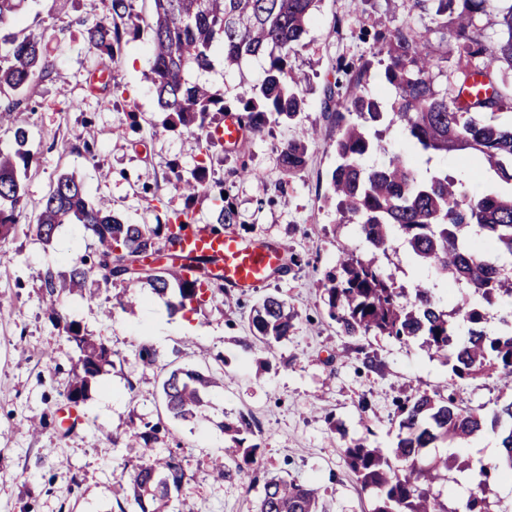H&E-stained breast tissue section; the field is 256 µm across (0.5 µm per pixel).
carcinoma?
I'll return each mask as SVG.
<instances>
[{
    "label": "carcinoma",
    "instance_id": "1",
    "mask_svg": "<svg viewBox=\"0 0 512 512\" xmlns=\"http://www.w3.org/2000/svg\"><path fill=\"white\" fill-rule=\"evenodd\" d=\"M133 0H108L105 18L86 22L88 45L101 59L118 61L122 46L140 34ZM146 23L150 30V80L166 123L180 126L209 144L216 140L217 115L234 111L252 136L263 132L269 117L291 121L304 99L297 83L288 80L290 55L302 45L318 0H153ZM24 0H0V114L13 117V151L0 150V243L16 229L24 201L26 170L31 158L28 131L19 121V109L39 80L50 71L44 35L26 29L10 30ZM418 14L397 25L378 50L387 56L383 82L369 88L371 63L361 64L347 85L327 84L324 111L335 117L332 146L336 166L331 172V194L339 223L356 224L377 251L392 248L398 234L427 272L449 284L473 290L487 304L512 300V120L501 111L512 109V0H416ZM489 10L502 16L503 30L493 38L479 26ZM454 20L448 21V14ZM429 17L431 31L450 37L456 45L448 55L421 56L416 41L417 23ZM220 44L224 72L256 61L262 78L250 96L231 109L224 96L193 81L194 71L213 66L212 49ZM501 64L492 71L493 64ZM445 84L437 86L439 77ZM473 99L462 100L464 91ZM396 126L411 150L380 163L368 158L381 151L382 131ZM456 157L466 178L439 169L419 175L416 155ZM306 162L305 137L287 142L278 156L285 174L300 171ZM173 188L192 202L211 197L217 214L212 230L235 224L238 214L213 193L205 160L188 170H173ZM194 212H174L163 224H125L112 214L103 199L89 198L81 180L60 175L45 199L36 236L52 242L60 224H80L98 242L93 255L76 261L69 276L46 273L44 290L56 325L75 343L78 358L67 399L78 403L92 381L109 363V351L81 334L75 322L58 309V295L84 286L94 274L104 282L120 281L130 288L117 306L133 311L142 302L141 288L171 296L173 309H201L218 293L221 279L211 274L213 261L195 257L198 274L188 282L161 259L176 254ZM323 302L329 316L346 336L370 333L402 342L420 339L443 355L453 374L466 381L498 375L512 382V322L507 330L488 334L483 313L466 301L451 311L441 308L429 282L409 290L396 286L375 258L348 253L326 272ZM250 335L239 345L246 352L259 342L270 349L288 338L294 315L277 295L261 298L250 312ZM224 385V377L173 369L162 383L167 411L176 420L195 416L209 391ZM398 441L393 448H370L357 442L344 450L349 476L374 493L373 512H448L434 494L433 484L448 473V458L423 464L421 449L437 442H465L486 425L497 430L503 452L498 462L479 469V481L462 503L461 512H490L489 499L496 483L512 478V400L492 411L463 407L455 396L415 391L397 403ZM162 427L145 424L140 432L142 457L129 475L127 498L139 512H168L171 493L186 480L174 455L155 458L152 444ZM230 446L213 470L221 477L244 471L255 463L257 446H244L252 433L248 419L224 425ZM257 512H319L314 487L284 476L264 479Z\"/></svg>",
    "mask_w": 512,
    "mask_h": 512
}]
</instances>
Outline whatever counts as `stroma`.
I'll use <instances>...</instances> for the list:
<instances>
[{
    "mask_svg": "<svg viewBox=\"0 0 512 512\" xmlns=\"http://www.w3.org/2000/svg\"><path fill=\"white\" fill-rule=\"evenodd\" d=\"M89 0H27L20 25L46 33L49 76L34 87L23 117L32 161L24 208L0 262V512H131L126 479L138 461L133 444L145 423L165 428L155 453L176 454L187 481L173 503L177 512H256L261 484L250 475L212 474L227 436L222 422L246 417L254 427L256 467L313 485L327 512H372L373 499L347 473L343 451L362 442L394 447L397 398L419 389L458 391L464 404L489 412L512 400L497 378L468 384L443 356L415 340L342 335L320 297L321 279L343 252L368 255L357 225L343 224L327 202L336 165L334 118L324 112L326 82L347 83L348 67L371 58L380 37L414 15L413 0H321L302 46L290 57L305 99L293 123L270 121L248 145L246 157L210 150V182L222 183L246 237L282 243L290 262L283 273L230 305L214 299L201 310L170 313L149 296L135 313L115 308L124 283L89 280L96 295L60 296V310L112 352L85 399L71 405L66 390L77 353L43 301L47 272L67 273L70 261L90 255L94 238L77 224H62L51 245L30 232L57 176L76 174L90 198L109 200L130 224H157L184 208L169 184L173 168H193L202 144L193 134L164 126L149 80L150 33L124 47L111 67L118 87L93 85L102 63L89 48L84 22ZM198 80L236 105L261 78L259 68L225 73L221 55ZM309 130L307 162L293 176L277 165L281 147ZM248 164L263 188L235 171ZM286 299L295 329L274 349L243 352L252 306L267 294ZM157 355L145 365L141 346ZM375 355L376 367L364 363ZM223 375L203 417L171 419L160 392L168 370ZM75 407L79 422L63 426L61 409Z\"/></svg>",
    "mask_w": 512,
    "mask_h": 512,
    "instance_id": "1",
    "label": "stroma"
}]
</instances>
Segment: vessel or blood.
Returning <instances> with one entry per match:
<instances>
[{"instance_id":"1","label":"vessel or blood","mask_w":512,"mask_h":512,"mask_svg":"<svg viewBox=\"0 0 512 512\" xmlns=\"http://www.w3.org/2000/svg\"><path fill=\"white\" fill-rule=\"evenodd\" d=\"M184 249L191 257L214 258L213 270L219 273L227 294L244 295L271 277L281 273L287 257L277 241L247 239L234 231L214 235L201 228L185 236Z\"/></svg>"}]
</instances>
